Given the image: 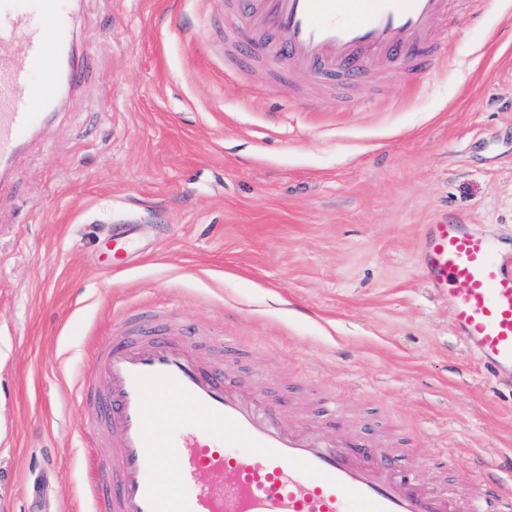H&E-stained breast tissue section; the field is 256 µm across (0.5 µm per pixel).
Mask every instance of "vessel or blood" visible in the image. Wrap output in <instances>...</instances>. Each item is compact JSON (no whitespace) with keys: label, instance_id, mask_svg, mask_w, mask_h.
<instances>
[{"label":"vessel or blood","instance_id":"b4317fda","mask_svg":"<svg viewBox=\"0 0 512 512\" xmlns=\"http://www.w3.org/2000/svg\"><path fill=\"white\" fill-rule=\"evenodd\" d=\"M452 4L241 0L239 12L249 28L285 35L275 56L327 80L392 52L421 67L429 26ZM80 80L69 0H0V182ZM425 262L448 289L456 335L494 376H512V255L463 225L438 224ZM124 316L97 348L101 389L82 395L112 430L96 512H512V484L492 467L462 495L420 487L367 460L331 424L284 429L270 406L173 343L176 328L139 310Z\"/></svg>","mask_w":512,"mask_h":512}]
</instances>
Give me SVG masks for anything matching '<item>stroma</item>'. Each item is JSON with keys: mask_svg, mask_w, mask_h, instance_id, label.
<instances>
[{"mask_svg": "<svg viewBox=\"0 0 512 512\" xmlns=\"http://www.w3.org/2000/svg\"><path fill=\"white\" fill-rule=\"evenodd\" d=\"M447 26L426 72L367 65L340 95L244 58L228 0H77L84 76L0 186V512H93L108 435L75 388L141 306L283 419L339 414L429 487L479 456L512 482V379L421 263L460 220L512 253V0ZM115 233L131 262L101 260Z\"/></svg>", "mask_w": 512, "mask_h": 512, "instance_id": "35a3bbf8", "label": "stroma"}]
</instances>
